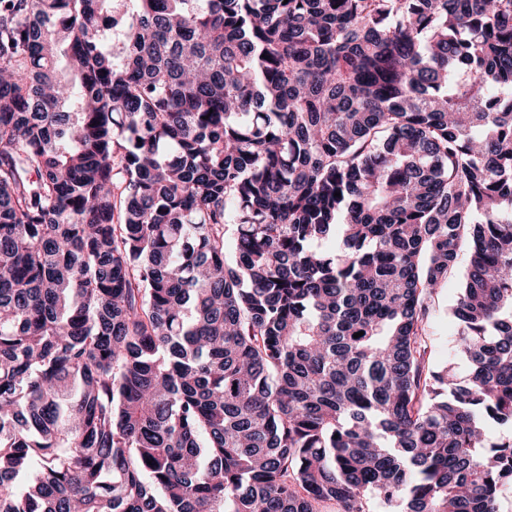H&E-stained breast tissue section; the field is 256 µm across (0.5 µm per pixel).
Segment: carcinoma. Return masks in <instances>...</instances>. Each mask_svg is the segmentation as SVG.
Returning a JSON list of instances; mask_svg holds the SVG:
<instances>
[{
    "instance_id": "obj_1",
    "label": "carcinoma",
    "mask_w": 512,
    "mask_h": 512,
    "mask_svg": "<svg viewBox=\"0 0 512 512\" xmlns=\"http://www.w3.org/2000/svg\"><path fill=\"white\" fill-rule=\"evenodd\" d=\"M509 484L512 0H0V512ZM466 258L463 254L458 259L457 266L440 288H437L433 299V316L426 327V342L430 355L429 364L438 368L448 362L456 336V324L449 313L460 281L465 273Z\"/></svg>"
}]
</instances>
